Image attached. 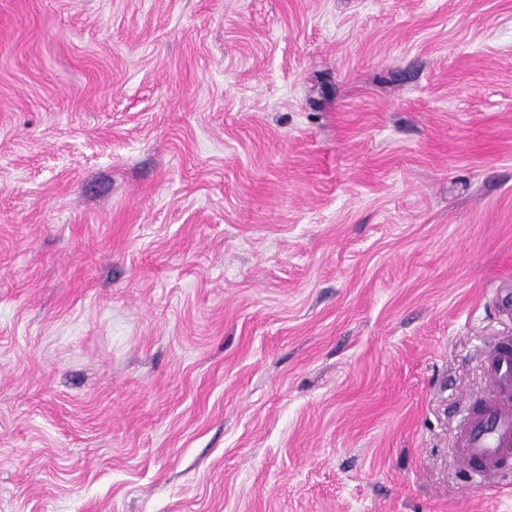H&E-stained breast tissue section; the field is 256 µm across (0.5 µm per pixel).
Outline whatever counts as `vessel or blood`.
<instances>
[{
  "label": "vessel or blood",
  "mask_w": 512,
  "mask_h": 512,
  "mask_svg": "<svg viewBox=\"0 0 512 512\" xmlns=\"http://www.w3.org/2000/svg\"><path fill=\"white\" fill-rule=\"evenodd\" d=\"M488 392L457 433V455L482 486L496 482L501 464L512 458V339L493 341L487 350Z\"/></svg>",
  "instance_id": "obj_1"
}]
</instances>
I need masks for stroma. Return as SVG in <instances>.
<instances>
[{"mask_svg":"<svg viewBox=\"0 0 512 512\" xmlns=\"http://www.w3.org/2000/svg\"><path fill=\"white\" fill-rule=\"evenodd\" d=\"M512 0H0V512H512ZM487 395L457 433V455L482 486H492L500 465L512 458V339L493 341L487 350Z\"/></svg>","mask_w":512,"mask_h":512,"instance_id":"stroma-1","label":"stroma"}]
</instances>
